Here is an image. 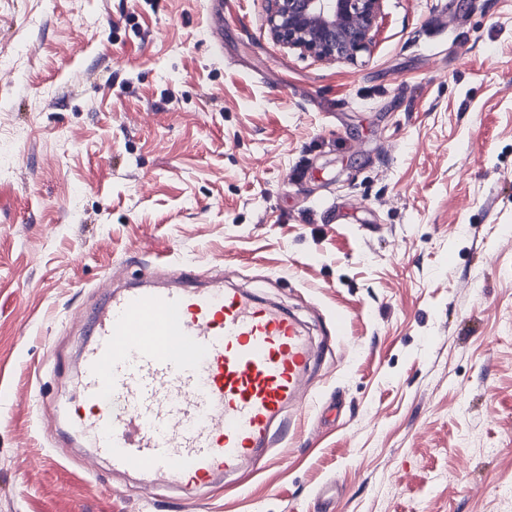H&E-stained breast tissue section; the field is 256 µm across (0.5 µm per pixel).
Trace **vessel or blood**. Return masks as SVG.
Instances as JSON below:
<instances>
[{
	"label": "vessel or blood",
	"instance_id": "vessel-or-blood-1",
	"mask_svg": "<svg viewBox=\"0 0 512 512\" xmlns=\"http://www.w3.org/2000/svg\"><path fill=\"white\" fill-rule=\"evenodd\" d=\"M171 276L148 270L120 291L102 276L59 432L113 472L206 486L287 439L315 350L294 315L223 276Z\"/></svg>",
	"mask_w": 512,
	"mask_h": 512
}]
</instances>
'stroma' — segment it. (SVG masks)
I'll use <instances>...</instances> for the list:
<instances>
[{"mask_svg": "<svg viewBox=\"0 0 512 512\" xmlns=\"http://www.w3.org/2000/svg\"><path fill=\"white\" fill-rule=\"evenodd\" d=\"M1 57L0 512H512V0H384L353 63L266 0H0ZM161 255L326 344L222 487L54 432L96 282Z\"/></svg>", "mask_w": 512, "mask_h": 512, "instance_id": "stroma-1", "label": "stroma"}]
</instances>
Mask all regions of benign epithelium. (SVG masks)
<instances>
[{
  "label": "benign epithelium",
  "instance_id": "benign-epithelium-1",
  "mask_svg": "<svg viewBox=\"0 0 512 512\" xmlns=\"http://www.w3.org/2000/svg\"><path fill=\"white\" fill-rule=\"evenodd\" d=\"M273 39L318 60H354L373 43L383 0H266Z\"/></svg>",
  "mask_w": 512,
  "mask_h": 512
}]
</instances>
